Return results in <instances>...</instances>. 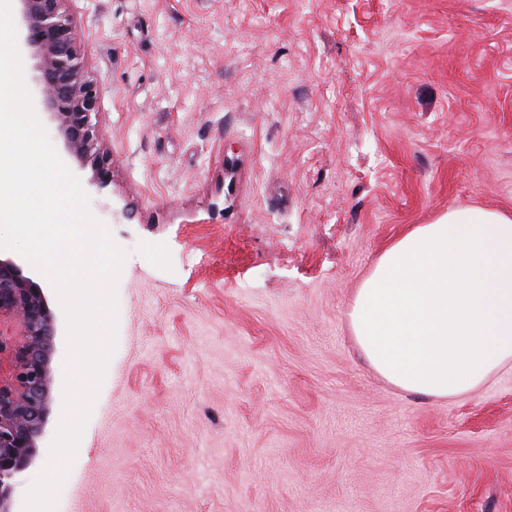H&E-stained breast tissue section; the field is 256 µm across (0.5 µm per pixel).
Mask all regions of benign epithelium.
<instances>
[{"mask_svg":"<svg viewBox=\"0 0 512 512\" xmlns=\"http://www.w3.org/2000/svg\"><path fill=\"white\" fill-rule=\"evenodd\" d=\"M21 48L34 60L33 82L44 112L56 125L65 150L79 168L92 171L90 184L110 180L112 159L103 148L97 121L100 90L84 69L79 31L65 10L67 0H17ZM15 321L16 337L0 332V361L11 372L0 377V512H13L12 494L39 456L56 402L54 361L57 314L45 289L25 271V262L0 257V318Z\"/></svg>","mask_w":512,"mask_h":512,"instance_id":"7a95c632","label":"benign epithelium"}]
</instances>
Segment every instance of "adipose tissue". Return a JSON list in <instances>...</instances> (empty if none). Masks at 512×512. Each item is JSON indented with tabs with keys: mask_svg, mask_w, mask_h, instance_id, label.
<instances>
[{
	"mask_svg": "<svg viewBox=\"0 0 512 512\" xmlns=\"http://www.w3.org/2000/svg\"><path fill=\"white\" fill-rule=\"evenodd\" d=\"M349 323L392 385L444 398L512 360V215L463 207L404 234L359 288Z\"/></svg>",
	"mask_w": 512,
	"mask_h": 512,
	"instance_id": "ef3b65f1",
	"label": "adipose tissue"
}]
</instances>
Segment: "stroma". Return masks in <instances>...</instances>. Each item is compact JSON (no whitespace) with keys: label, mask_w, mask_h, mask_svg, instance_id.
<instances>
[{"label":"stroma","mask_w":512,"mask_h":512,"mask_svg":"<svg viewBox=\"0 0 512 512\" xmlns=\"http://www.w3.org/2000/svg\"><path fill=\"white\" fill-rule=\"evenodd\" d=\"M129 256L56 512H512V362L403 391L348 311L448 210L512 213V0H68Z\"/></svg>","instance_id":"obj_1"}]
</instances>
